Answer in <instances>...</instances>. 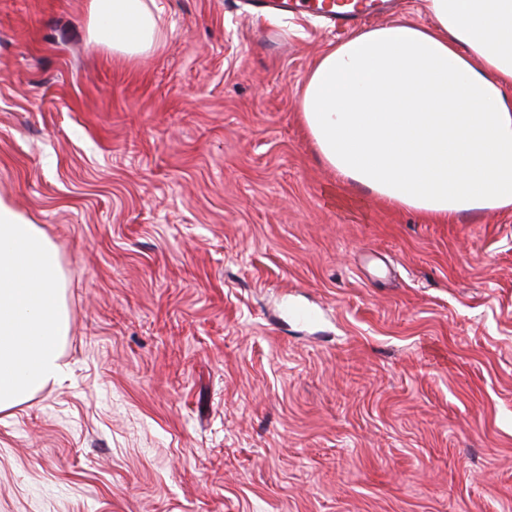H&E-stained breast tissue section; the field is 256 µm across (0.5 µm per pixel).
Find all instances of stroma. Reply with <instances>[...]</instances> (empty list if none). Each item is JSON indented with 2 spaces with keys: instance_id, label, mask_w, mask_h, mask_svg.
Instances as JSON below:
<instances>
[{
  "instance_id": "35a3bbf8",
  "label": "stroma",
  "mask_w": 512,
  "mask_h": 512,
  "mask_svg": "<svg viewBox=\"0 0 512 512\" xmlns=\"http://www.w3.org/2000/svg\"><path fill=\"white\" fill-rule=\"evenodd\" d=\"M159 4L128 62L88 0H0V203L71 322L0 413V512H512V208L341 186L297 97L347 30Z\"/></svg>"
}]
</instances>
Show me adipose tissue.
<instances>
[{"instance_id":"adipose-tissue-1","label":"adipose tissue","mask_w":512,"mask_h":512,"mask_svg":"<svg viewBox=\"0 0 512 512\" xmlns=\"http://www.w3.org/2000/svg\"><path fill=\"white\" fill-rule=\"evenodd\" d=\"M434 21L354 30L307 76L301 120L355 190L437 217L512 206V0H427ZM156 0H88L89 42L133 60Z\"/></svg>"}]
</instances>
